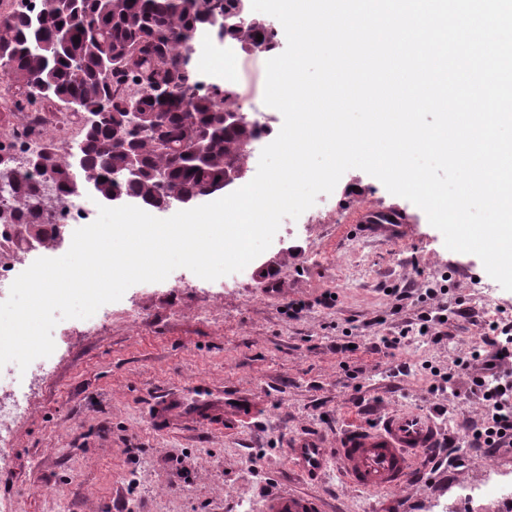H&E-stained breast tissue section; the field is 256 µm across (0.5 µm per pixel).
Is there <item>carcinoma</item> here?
I'll use <instances>...</instances> for the list:
<instances>
[{
    "mask_svg": "<svg viewBox=\"0 0 512 512\" xmlns=\"http://www.w3.org/2000/svg\"><path fill=\"white\" fill-rule=\"evenodd\" d=\"M199 0H41L36 9L14 8L0 12V61L10 70L0 72L14 95L22 93L67 104L78 99L84 112L155 113L156 124L168 150L155 149L148 136L131 137L141 152L144 171L133 181L121 182L123 195L153 207L159 200L156 175L164 174L169 194L199 191L224 176L229 166L246 165L244 147L259 137L248 122L228 127L210 140L209 162L194 166L180 152L204 127L220 122L224 100L211 93L193 94L188 105L177 111H155L156 86H187L181 71L187 52L186 34L205 24ZM66 29L70 37L60 45L57 35ZM263 35L265 52L274 53L278 40L264 25L242 33L232 32L225 41L251 50L257 35ZM112 125L83 129L80 149L86 157L83 171L101 194L113 190L112 174L121 168L124 154L114 145ZM40 167L50 172L60 193H66L70 157L61 156L52 145L40 153ZM106 181H101V178ZM4 195L12 206L14 220L24 223L29 236L52 243L55 229L31 208L38 183L22 172L0 169Z\"/></svg>",
    "mask_w": 512,
    "mask_h": 512,
    "instance_id": "1",
    "label": "carcinoma"
}]
</instances>
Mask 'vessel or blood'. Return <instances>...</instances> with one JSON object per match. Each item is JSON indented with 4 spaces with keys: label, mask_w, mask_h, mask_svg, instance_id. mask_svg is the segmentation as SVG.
Returning a JSON list of instances; mask_svg holds the SVG:
<instances>
[{
    "label": "vessel or blood",
    "mask_w": 512,
    "mask_h": 512,
    "mask_svg": "<svg viewBox=\"0 0 512 512\" xmlns=\"http://www.w3.org/2000/svg\"><path fill=\"white\" fill-rule=\"evenodd\" d=\"M365 224L402 223L394 209L366 206L361 210ZM439 446V430L431 414L424 410H395L372 428L349 431L342 438L335 455H328L313 436L291 441L287 459L308 475L324 474L329 462H337L345 482L372 494L407 486L420 462ZM265 512H319L309 499L285 493L269 497Z\"/></svg>",
    "instance_id": "obj_1"
}]
</instances>
